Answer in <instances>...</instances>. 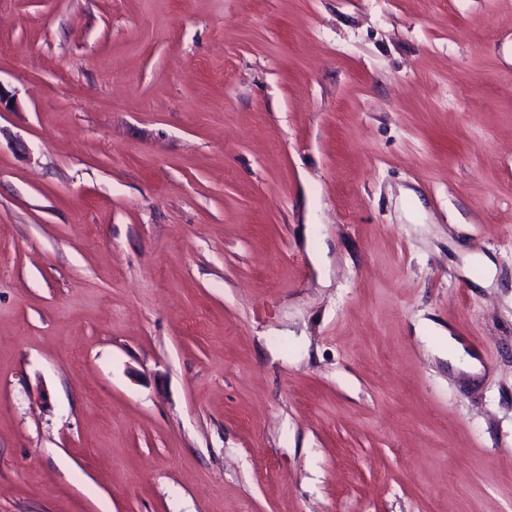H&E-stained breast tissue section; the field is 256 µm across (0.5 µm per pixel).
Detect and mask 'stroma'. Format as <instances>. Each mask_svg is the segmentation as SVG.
<instances>
[{"label": "stroma", "mask_w": 512, "mask_h": 512, "mask_svg": "<svg viewBox=\"0 0 512 512\" xmlns=\"http://www.w3.org/2000/svg\"><path fill=\"white\" fill-rule=\"evenodd\" d=\"M0 90V512H512V0H0Z\"/></svg>", "instance_id": "35a3bbf8"}]
</instances>
